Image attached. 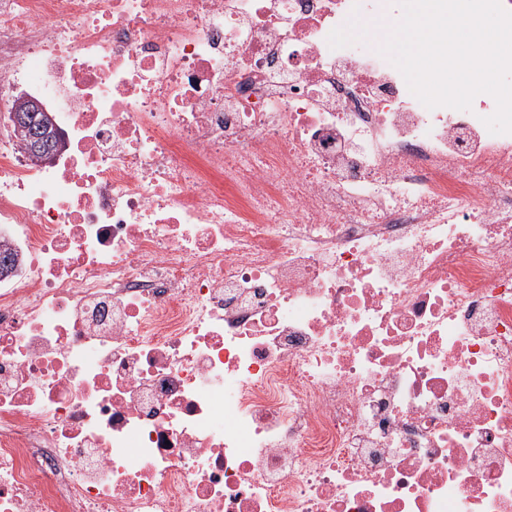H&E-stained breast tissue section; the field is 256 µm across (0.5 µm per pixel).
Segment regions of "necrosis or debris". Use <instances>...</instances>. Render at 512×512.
Masks as SVG:
<instances>
[{
    "label": "necrosis or debris",
    "instance_id": "4bbe7bcc",
    "mask_svg": "<svg viewBox=\"0 0 512 512\" xmlns=\"http://www.w3.org/2000/svg\"><path fill=\"white\" fill-rule=\"evenodd\" d=\"M355 7L0 0V512H512V134ZM23 112L46 113L44 106L40 101L34 98L21 97L17 101L16 106L13 110L12 121L14 120L18 128L24 129L27 132V152L29 154L43 159L49 158L47 160L48 162L53 161V154L61 150L66 141L64 134L61 131L52 128L49 122L46 124L47 129L52 131L47 136H42L36 129H32L29 131V120L27 114Z\"/></svg>",
    "mask_w": 512,
    "mask_h": 512
}]
</instances>
